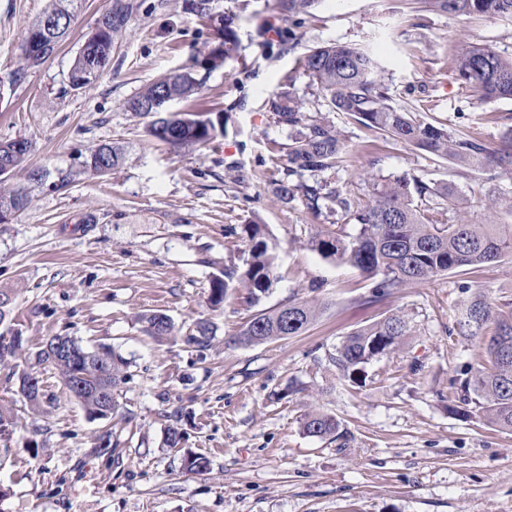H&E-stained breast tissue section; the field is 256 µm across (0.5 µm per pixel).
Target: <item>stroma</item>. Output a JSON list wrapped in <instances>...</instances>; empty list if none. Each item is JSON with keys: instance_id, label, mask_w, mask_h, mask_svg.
<instances>
[{"instance_id": "1", "label": "stroma", "mask_w": 512, "mask_h": 512, "mask_svg": "<svg viewBox=\"0 0 512 512\" xmlns=\"http://www.w3.org/2000/svg\"><path fill=\"white\" fill-rule=\"evenodd\" d=\"M130 19L97 84L73 90L69 71L85 37L113 0H84L68 38L24 81L0 91V141L32 144L28 164L48 171L29 203L0 224V290L13 299L11 327L37 349L52 336L86 346L108 343L129 360L118 410L89 420L52 369L41 372L42 406L19 394L12 366H0V406L19 420L0 441V512H512V432L448 410V381L479 366L483 340L452 334L466 279L494 308L512 309V258L362 302L363 276L323 257L311 240L335 217L313 216L267 192L280 173L272 150L288 129L269 110L272 91L295 85L309 115L341 125L353 152L338 179L367 199L376 175L403 174L452 184L466 193L512 198V175L479 173L393 143L328 110L300 77L298 59L327 43L371 44L398 105H423L427 120L499 143L512 99H469L453 71L463 43L512 56V20L488 14L448 16L411 8L410 0H321L299 46L263 34L288 29L274 0H209L227 18L236 47L223 67L202 60L215 41L189 0H126ZM49 0H0V80L17 67L28 25ZM192 68L198 95L171 103L178 113L224 115V134L190 150L150 138L147 118L126 104L158 76ZM102 143L125 162L104 177L84 161ZM240 182L227 181V167ZM265 225L277 247L275 282L258 307L238 299L210 310L209 280L242 264L249 245L229 225ZM291 298L322 311L304 334L241 347L231 338L256 308ZM162 311L191 328L216 325L208 350L182 339L148 336L138 317ZM408 315L413 334L367 364L354 388L319 357L348 333L385 315ZM288 389L271 402V391ZM319 407L340 422L341 439L307 436L305 412ZM183 436L165 441L169 427ZM109 432L112 455L95 449ZM205 454L209 471L185 472L187 451Z\"/></svg>"}]
</instances>
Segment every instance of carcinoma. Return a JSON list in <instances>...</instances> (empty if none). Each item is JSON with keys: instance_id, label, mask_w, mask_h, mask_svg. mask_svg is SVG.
<instances>
[{"instance_id": "obj_1", "label": "carcinoma", "mask_w": 512, "mask_h": 512, "mask_svg": "<svg viewBox=\"0 0 512 512\" xmlns=\"http://www.w3.org/2000/svg\"><path fill=\"white\" fill-rule=\"evenodd\" d=\"M321 0H275L279 15L299 19L311 13ZM424 8L449 15L490 14L512 18V0H421ZM83 7V0H50L49 7L34 21L54 20L56 41L69 32ZM104 28L94 30L82 44L71 67L69 83L74 90L93 87L108 64L112 48L126 32L129 6L115 0ZM216 44L209 48L204 63L212 68L224 65L231 57L236 35L230 25L215 33ZM48 57L21 50L19 64L10 74L9 84L22 81L25 74L42 66ZM300 75L308 78L327 99L330 111L355 121L365 129L397 143L414 146L471 170L496 168L512 172V127L500 143L488 141L466 131H450L440 122L425 120L416 105L393 104V90L379 78L381 70L368 45L331 42L309 49L299 58ZM454 72L478 100L512 98V56L506 57L488 46L465 45L455 57ZM200 82L190 71L170 73L154 79L128 102V110L151 118L148 135L177 149L203 146L224 134V113L179 114L166 111L175 100L198 94ZM269 109L277 123L289 130L291 144L283 175L272 182V193L285 203L298 201L310 213L327 211L341 225L356 224L358 233L348 240L330 232L312 241V247L325 257L336 256L357 268L367 288L365 302L377 304L398 290L436 281L467 267L495 264L512 256L511 224H473L463 217L478 202L496 212L505 201L497 197L473 201L472 197L449 185L426 182L416 176H382L373 182L366 201H358L337 184L336 175L348 167L349 150L343 130L322 117L305 112V101L291 91L270 95ZM12 170L24 173L28 183L42 185L47 172L27 165L24 153L4 156ZM122 148L103 143L91 150L85 165L95 176H105L122 164ZM28 202L25 188L0 183V215L14 212ZM461 217L454 224L443 222L445 211ZM251 243L243 266L229 265L213 275L209 283V302L218 308L231 296L241 295L251 305L265 295L273 283L275 246L264 237L262 225L245 224L241 231ZM462 292L469 294L454 329L448 335L483 336L487 366L467 369L449 380L448 409L467 420L479 414L487 423L512 432V311H495L485 296L471 290L463 281ZM319 308L304 300L288 299L271 310L252 315L232 337L241 346L267 344L309 330ZM145 332L157 340L172 335L173 319L161 311L140 317ZM407 315L392 313L375 323L351 332L332 351L326 353L328 365L339 377L356 384L364 366L397 350L411 335ZM215 325L208 318L194 322L185 342L203 352L211 345ZM58 337L28 355L27 370L18 381L31 384L27 401L40 407V370L49 367L58 374L69 392L89 416L105 409L104 400L117 408L114 391L125 379L127 359L115 348L100 344L89 348L72 339L73 348L53 351ZM305 434L320 439H338L340 424L336 416L314 409L305 414ZM210 460L201 453H189L183 468L190 473L209 470Z\"/></svg>"}]
</instances>
